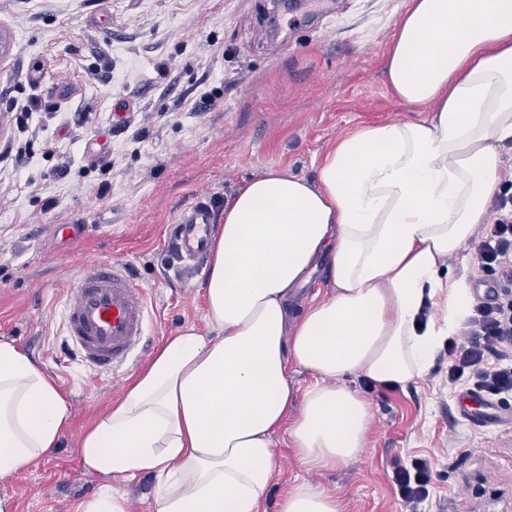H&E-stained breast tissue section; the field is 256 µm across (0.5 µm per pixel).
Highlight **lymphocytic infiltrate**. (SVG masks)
Segmentation results:
<instances>
[{"label":"lymphocytic infiltrate","mask_w":512,"mask_h":512,"mask_svg":"<svg viewBox=\"0 0 512 512\" xmlns=\"http://www.w3.org/2000/svg\"><path fill=\"white\" fill-rule=\"evenodd\" d=\"M496 215L474 262L502 286L500 295L477 300L458 336L448 341V381L465 382L469 392L504 401L512 396V197L500 196ZM393 482L408 512L430 494L431 466L419 460L394 465Z\"/></svg>","instance_id":"1"}]
</instances>
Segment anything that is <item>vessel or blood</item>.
I'll use <instances>...</instances> for the list:
<instances>
[{
    "label": "vessel or blood",
    "instance_id": "vessel-or-blood-1",
    "mask_svg": "<svg viewBox=\"0 0 512 512\" xmlns=\"http://www.w3.org/2000/svg\"><path fill=\"white\" fill-rule=\"evenodd\" d=\"M212 210L206 199L186 204L174 222L182 260L195 264L209 245ZM62 317L68 343L93 374L115 375L134 358L149 332L148 291L128 264L102 261L84 266L67 289ZM463 416L481 424L501 418L473 394L460 405Z\"/></svg>",
    "mask_w": 512,
    "mask_h": 512
}]
</instances>
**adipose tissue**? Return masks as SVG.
I'll return each instance as SVG.
<instances>
[{
	"label": "adipose tissue",
	"instance_id": "adipose-tissue-1",
	"mask_svg": "<svg viewBox=\"0 0 512 512\" xmlns=\"http://www.w3.org/2000/svg\"><path fill=\"white\" fill-rule=\"evenodd\" d=\"M385 80L420 118L349 132L314 179L271 169L225 203L204 279L210 333L189 325L160 345L82 432L88 469L155 475L156 512H265L275 435L304 466L350 464L372 413L348 378L404 389L427 373L469 305L448 260L512 180V0H409ZM316 273L324 293L291 315ZM436 301L442 326L421 324ZM70 418L58 384L1 340L0 477L52 455ZM279 512L342 502L303 479Z\"/></svg>",
	"mask_w": 512,
	"mask_h": 512
}]
</instances>
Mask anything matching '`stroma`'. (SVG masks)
Wrapping results in <instances>:
<instances>
[{
	"label": "stroma",
	"mask_w": 512,
	"mask_h": 512,
	"mask_svg": "<svg viewBox=\"0 0 512 512\" xmlns=\"http://www.w3.org/2000/svg\"><path fill=\"white\" fill-rule=\"evenodd\" d=\"M407 0H327L287 28L273 0H0V340L31 355L67 394L60 448L0 478L12 512H77L118 488L127 512H155L158 479L115 485L78 442L127 377L95 378L63 346L66 289L84 264L121 261L149 293L145 351L183 327L207 330L202 274L169 236L205 195L214 221L252 177L310 179L345 132L412 116L381 73ZM462 384L439 350L407 390L366 391L373 423L355 462L305 473L287 446L266 512L295 477L337 492L343 512H405L391 462L432 467L418 512H512V425L463 417Z\"/></svg>",
	"instance_id": "obj_1"
}]
</instances>
